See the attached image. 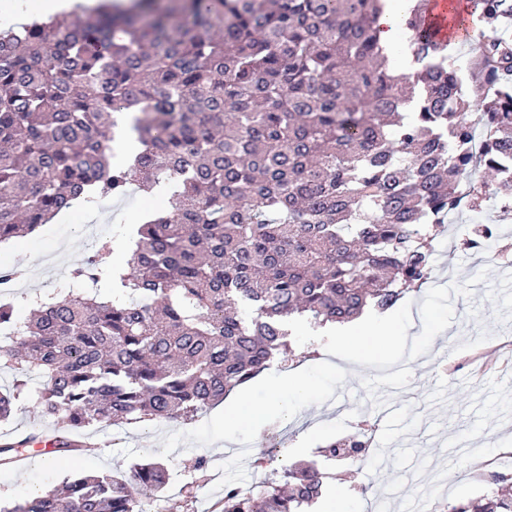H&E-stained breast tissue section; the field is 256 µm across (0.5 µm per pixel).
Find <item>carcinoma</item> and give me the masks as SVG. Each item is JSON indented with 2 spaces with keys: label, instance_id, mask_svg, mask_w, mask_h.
I'll return each instance as SVG.
<instances>
[{
  "label": "carcinoma",
  "instance_id": "cac0c4a2",
  "mask_svg": "<svg viewBox=\"0 0 512 512\" xmlns=\"http://www.w3.org/2000/svg\"><path fill=\"white\" fill-rule=\"evenodd\" d=\"M481 22L471 98L417 0L402 24L418 68L387 66L373 27L384 0H137L0 31V243L136 186L176 187L138 230L124 268L100 245L76 280L112 283L106 301L72 288L39 304L0 358L43 388L33 406L74 434L108 425L189 423L294 354L287 322L388 311L432 271L433 246L473 189L512 197V0H470ZM143 149L110 162L118 116ZM27 381L0 392V421ZM21 444L0 445V463ZM323 463L273 470L255 491L224 489V512H308L335 477ZM160 462L118 477L74 473L7 512H145ZM447 512H512L493 489Z\"/></svg>",
  "mask_w": 512,
  "mask_h": 512
}]
</instances>
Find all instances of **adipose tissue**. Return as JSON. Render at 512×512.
Here are the masks:
<instances>
[{
    "mask_svg": "<svg viewBox=\"0 0 512 512\" xmlns=\"http://www.w3.org/2000/svg\"><path fill=\"white\" fill-rule=\"evenodd\" d=\"M97 0H0V9L14 14L16 20L26 21L29 15L49 17L63 10L96 4ZM413 4V0H388L387 6L375 21L379 41L384 49L390 50L389 66L395 71H406L412 66V56L408 50L409 34L401 23V18ZM307 378L289 373L267 390L264 403L255 404L237 397L225 404L224 419L228 422L245 421L253 427H261L270 415L288 417L294 414L291 404L293 397L307 392Z\"/></svg>",
    "mask_w": 512,
    "mask_h": 512,
    "instance_id": "obj_1",
    "label": "adipose tissue"
}]
</instances>
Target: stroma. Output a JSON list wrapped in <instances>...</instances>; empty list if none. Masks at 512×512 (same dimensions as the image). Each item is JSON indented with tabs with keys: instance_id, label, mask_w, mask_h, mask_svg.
Instances as JSON below:
<instances>
[{
	"instance_id": "35a3bbf8",
	"label": "stroma",
	"mask_w": 512,
	"mask_h": 512,
	"mask_svg": "<svg viewBox=\"0 0 512 512\" xmlns=\"http://www.w3.org/2000/svg\"><path fill=\"white\" fill-rule=\"evenodd\" d=\"M146 211L133 190L92 209L77 204L17 241L12 252L0 251V265L29 272L9 296L16 322L25 321L33 301L54 296L64 275L95 249L87 224H96L97 240H113L125 256ZM433 267L436 281L406 294L390 313L399 345H343L340 371L327 374L320 352L330 348V340L305 325L296 329L297 357L288 368L303 372L310 388L288 420L270 417L259 431L245 424L228 427L212 407L189 424L101 427L93 440L118 438L121 446L49 468L32 458L21 466L0 465V507L26 499L28 486L59 485L71 471L122 475L133 463L149 460L168 471L162 495L148 499L151 512H168L173 505L179 512H222L225 482L247 489L263 479L252 466L257 458L273 468L287 459H315L338 434L357 432L375 406L389 409L380 424L379 468L368 477L358 465L342 468L341 487L359 512H439L442 501L482 495L498 475L512 485V382L505 378L512 371V247L492 242L475 253L442 235ZM40 386V378L30 380L29 399L0 423V443L33 427H57V418L33 407L31 396ZM218 428L226 431L225 443L244 444V457L224 461L225 444L213 441ZM479 458L491 466L478 482L471 471Z\"/></svg>"
}]
</instances>
